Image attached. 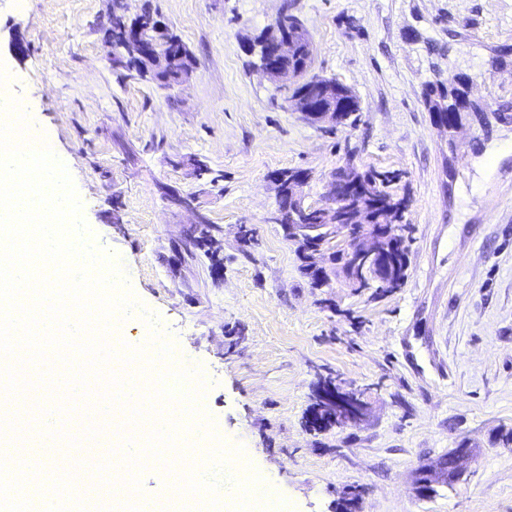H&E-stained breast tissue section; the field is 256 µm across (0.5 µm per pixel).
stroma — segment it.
Here are the masks:
<instances>
[{
	"label": "stroma",
	"instance_id": "stroma-1",
	"mask_svg": "<svg viewBox=\"0 0 512 512\" xmlns=\"http://www.w3.org/2000/svg\"><path fill=\"white\" fill-rule=\"evenodd\" d=\"M146 4L195 57L181 87L112 67L108 0H0V63L68 169L91 241L206 381L198 410L219 445L270 475L288 512L349 498L352 512H512V127L479 151L463 128L449 153L423 97L462 58L475 99L512 97V65L488 64L512 45V0H127L128 16ZM286 4L312 73L357 95L355 123L286 111L257 67L248 45ZM349 163L393 174L408 201V267L390 292L312 287L269 220L273 172L307 170L302 194L320 206ZM326 378L363 390L365 420L309 426ZM461 446L473 462L420 493L421 471Z\"/></svg>",
	"mask_w": 512,
	"mask_h": 512
}]
</instances>
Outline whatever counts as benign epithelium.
<instances>
[{
    "mask_svg": "<svg viewBox=\"0 0 512 512\" xmlns=\"http://www.w3.org/2000/svg\"><path fill=\"white\" fill-rule=\"evenodd\" d=\"M288 15L290 10L283 8L268 26L266 41L252 52L258 55L260 69L273 78L277 89L285 92L282 101L286 110L298 112L313 123H334L338 112L328 108L314 109L303 96H294L290 92L296 85L311 81V75L306 70L288 67V60L294 56L298 45L296 35L288 31ZM112 23H118L121 27V40L116 43L117 51L112 53V66L118 68L132 58L145 57L148 59V68L142 71L145 79L169 80L170 71L184 53L171 39L166 23L142 14L128 18L125 0H119V6L112 10ZM306 181L307 178L301 175L288 181L287 198L296 205V211L279 206L271 218L283 225L289 235L305 241V255L313 261L310 270L318 275H324L328 269L314 263V260L320 255L341 251L352 263L351 274L344 275L348 287L358 291L365 288L369 278L381 281L385 272L387 246L386 228L380 214L372 215L365 208H359L351 215L339 211V200L351 202L365 192L364 185L352 176L333 178L327 187L326 204L313 206L306 204L301 195ZM310 211L317 212L320 223L315 225L318 235L307 238L304 232L308 230V225L295 224L293 220L294 213L306 214ZM327 398L336 404L333 421L338 426L357 424L368 414L367 403L352 389L332 384Z\"/></svg>",
    "mask_w": 512,
    "mask_h": 512,
    "instance_id": "obj_1",
    "label": "benign epithelium"
}]
</instances>
